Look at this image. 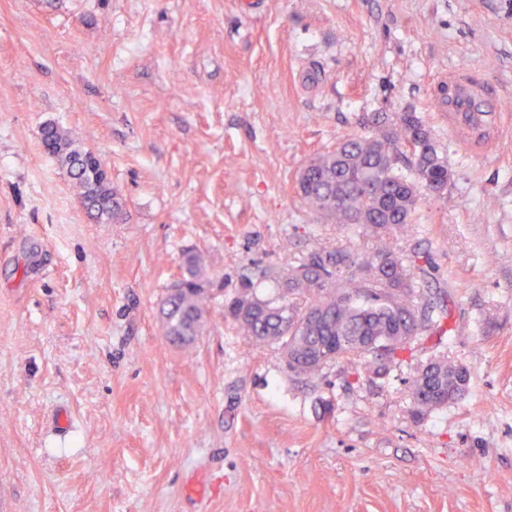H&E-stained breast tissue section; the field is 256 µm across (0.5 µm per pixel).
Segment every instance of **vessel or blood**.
I'll use <instances>...</instances> for the list:
<instances>
[{
  "label": "vessel or blood",
  "instance_id": "vessel-or-blood-1",
  "mask_svg": "<svg viewBox=\"0 0 512 512\" xmlns=\"http://www.w3.org/2000/svg\"><path fill=\"white\" fill-rule=\"evenodd\" d=\"M447 90L438 106L448 114L449 135L477 157L498 154L504 140L512 136V114L503 108L493 87L473 71L457 69L448 76Z\"/></svg>",
  "mask_w": 512,
  "mask_h": 512
}]
</instances>
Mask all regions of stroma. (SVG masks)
<instances>
[{
	"mask_svg": "<svg viewBox=\"0 0 512 512\" xmlns=\"http://www.w3.org/2000/svg\"><path fill=\"white\" fill-rule=\"evenodd\" d=\"M461 67L512 111V0H0V512H512V142L456 147L437 89ZM404 111L453 174L395 243L447 331L383 375L295 379L224 297L244 274L275 297L261 269L325 244L371 250L296 179ZM48 122L100 156L124 222L87 218ZM189 251L214 292L185 350L159 303ZM435 354L469 387L419 420Z\"/></svg>",
	"mask_w": 512,
	"mask_h": 512,
	"instance_id": "stroma-1",
	"label": "stroma"
}]
</instances>
